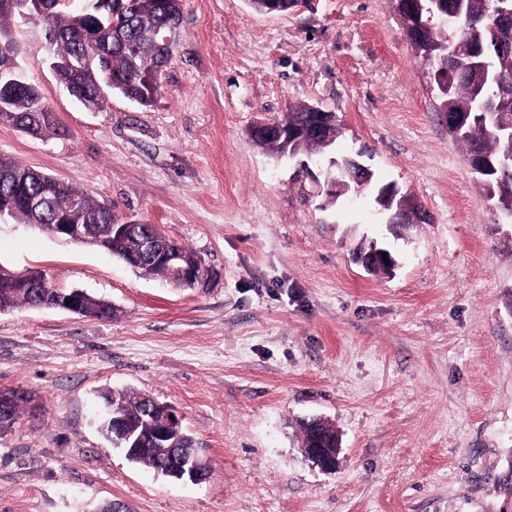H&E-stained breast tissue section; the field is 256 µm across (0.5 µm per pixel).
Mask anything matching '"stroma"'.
<instances>
[{
    "instance_id": "obj_1",
    "label": "stroma",
    "mask_w": 512,
    "mask_h": 512,
    "mask_svg": "<svg viewBox=\"0 0 512 512\" xmlns=\"http://www.w3.org/2000/svg\"><path fill=\"white\" fill-rule=\"evenodd\" d=\"M182 13L147 107L112 94L86 108L56 81L42 26L11 22L58 127L0 125V156L158 225L206 279L176 288L0 221V266L114 308L0 311V389L36 402L0 434V512H512V224L449 136L390 0L274 14L182 0ZM292 104L335 113L337 153L426 223L394 238L372 199L326 205L324 169L257 146L253 125ZM370 239L392 273L354 261ZM107 389L172 406L205 480L129 461L102 430ZM315 416L341 435L331 472L300 451Z\"/></svg>"
}]
</instances>
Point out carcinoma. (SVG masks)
<instances>
[{
	"label": "carcinoma",
	"mask_w": 512,
	"mask_h": 512,
	"mask_svg": "<svg viewBox=\"0 0 512 512\" xmlns=\"http://www.w3.org/2000/svg\"><path fill=\"white\" fill-rule=\"evenodd\" d=\"M182 0H73L67 7L52 6L39 13L45 28L50 53L58 61L78 64L74 77L77 89L84 93V106H100L104 95L100 87L127 99L135 98L149 105L156 87L149 80L161 75L172 55L175 36L182 20ZM406 38L435 75L448 65V90H437L442 112L460 124L448 128V135L465 148L466 159L482 157L496 161L507 150L506 142L497 134L495 122L499 113H512V57L497 52L498 46L512 43V22L502 25L492 21L501 9L512 11V0H409L402 4L392 0ZM17 14L0 8V56L18 45L9 21ZM168 36L156 40L157 33ZM307 105H292L275 124L286 130L298 129L291 142L253 137L272 155H285L292 150L321 160L336 146L341 128L329 119L328 129L314 135L307 131ZM22 129L34 125L36 131L56 126V118L36 85L25 83L5 88L0 84V124ZM486 196L495 201L502 217L512 223V166L475 173ZM27 195L45 198V204L33 210L24 202ZM0 196L16 203L14 221L38 224L50 233L56 214L74 210L72 223L81 225L84 235L100 242V247L123 261L135 260V268L146 275H163L180 288L186 287L181 268H198L196 254L171 240L154 224H140L138 230L120 240H110L111 226L121 223L114 207L101 205L91 197L49 175L0 156ZM153 234L162 248L175 252L180 263L168 266L147 256L144 238ZM34 281L21 284L16 273L0 268V311L25 306L49 307L58 290L39 271H32ZM81 314L110 317L109 304L88 295L83 297ZM109 406V420L121 425L112 433L118 447L127 446L126 437L141 439L144 451L131 461L156 471L175 466L186 457H196L194 440L182 429L169 438L156 440L153 432L160 427L169 406L154 398L128 391H112L104 395ZM0 406L8 409L11 419L17 416L27 400L17 391L0 395ZM301 444L321 434L323 439L336 437V427L328 420L300 424Z\"/></svg>",
	"instance_id": "obj_1"
}]
</instances>
